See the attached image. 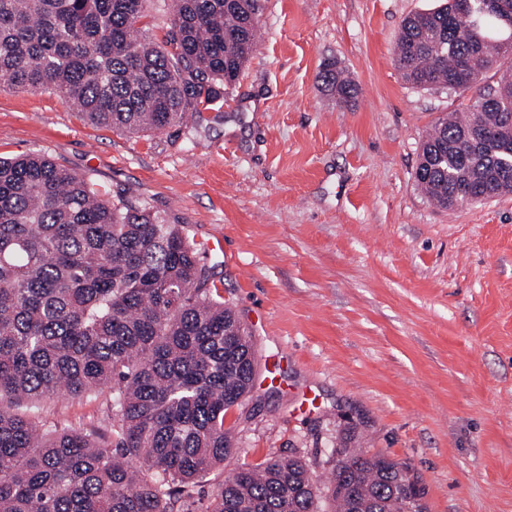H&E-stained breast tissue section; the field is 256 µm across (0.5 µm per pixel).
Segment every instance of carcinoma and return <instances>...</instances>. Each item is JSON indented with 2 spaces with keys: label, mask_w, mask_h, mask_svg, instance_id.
<instances>
[{
  "label": "carcinoma",
  "mask_w": 512,
  "mask_h": 512,
  "mask_svg": "<svg viewBox=\"0 0 512 512\" xmlns=\"http://www.w3.org/2000/svg\"><path fill=\"white\" fill-rule=\"evenodd\" d=\"M146 0H0V81L49 91L83 119L138 134L224 100L259 39L264 0H169L163 42ZM512 0H444L407 17L404 81L460 96L440 117L418 185L448 209L463 185L512 193ZM344 105L353 82L325 65ZM255 349L196 245L145 204L31 152L0 157V512H175L237 448L224 416L251 392ZM108 392L113 441L41 419L47 399ZM407 464L342 447L328 483L270 452L206 495L204 512H427ZM150 5L146 17L142 18L143 27L156 41H163L170 29V15L163 6L162 0H149Z\"/></svg>",
  "instance_id": "1"
}]
</instances>
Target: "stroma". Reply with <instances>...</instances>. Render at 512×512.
Segmentation results:
<instances>
[{"mask_svg":"<svg viewBox=\"0 0 512 512\" xmlns=\"http://www.w3.org/2000/svg\"><path fill=\"white\" fill-rule=\"evenodd\" d=\"M438 0H265L259 44L223 106L128 134L56 95L0 87V155L50 156L185 225L258 356L224 426L221 483L269 452L317 482L335 450L410 465L429 512H512V194L442 209L417 184L421 144L458 94L407 84L404 18ZM357 86L346 107L320 74ZM108 394L46 402L105 428Z\"/></svg>","mask_w":512,"mask_h":512,"instance_id":"stroma-1","label":"stroma"}]
</instances>
